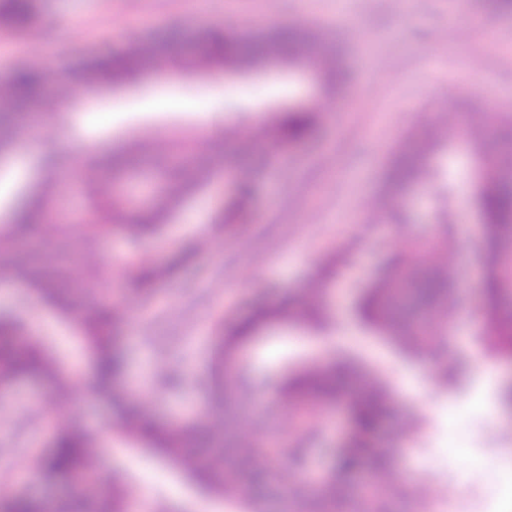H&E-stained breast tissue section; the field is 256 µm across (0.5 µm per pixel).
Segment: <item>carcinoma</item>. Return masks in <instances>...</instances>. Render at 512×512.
<instances>
[{
    "mask_svg": "<svg viewBox=\"0 0 512 512\" xmlns=\"http://www.w3.org/2000/svg\"><path fill=\"white\" fill-rule=\"evenodd\" d=\"M34 0H0V25L22 28L32 18ZM175 34L150 35L131 43L124 51L68 65L54 73L31 65L0 80V101L18 112L39 102L44 108L62 115L54 102L45 98L51 84L84 92V105L96 101L89 93L112 84H131L164 70H230L242 73L270 67H288L312 73L321 89L339 94L347 80L344 60L339 50L318 31L299 26H281L273 30H243L226 27L210 31L208 47L196 55H180L174 48ZM459 109L471 112L469 124L462 130L448 123V115ZM322 112L315 106L269 108L265 119L254 128L250 145L266 144L265 158L273 162L283 143L302 138L309 128L321 123ZM492 117L458 99L448 97V111L438 124L423 135L408 133L391 159L387 180L372 203L379 220L402 224L399 207L403 192L410 186L434 181L436 173L428 160L462 139L474 156L478 182L476 207L484 228L488 252L484 293L490 309L497 308L504 287L506 270L502 257L512 253V142L503 141L490 153L487 141L494 131ZM17 130L0 125V158L10 152ZM151 146L146 137L131 140L119 155L103 156L88 167L81 181V191L88 200L82 223L63 216L55 206L56 179L41 183L29 202L18 210L9 224L0 225V275L19 283L29 295L38 297L52 310L57 324L69 330L85 354L92 374L91 393L105 400L117 418V437L135 448H144L168 462L189 480L205 487L207 495L244 501L248 512H263L262 487L278 478L269 465L275 444L288 447L266 415H256V436L241 440L233 433L234 420L249 402L247 391L231 387L225 373L237 363L239 349L261 331L275 323L319 324L323 307H300L283 298L274 305H259L235 326L220 327L215 336L211 384L214 387L203 412L195 419L179 422L154 420L145 402L129 397L121 384L127 358L119 350L112 329L121 320L119 308L108 305L112 272L96 259L99 243L114 235L134 242L158 236L182 207L185 199L206 187L214 179L215 165L205 149L196 142L177 140L157 151L152 167L136 168L134 161ZM256 189V176L235 178L230 196L222 203L220 223L211 224L199 236L194 249L201 251L211 240L246 223L247 200ZM80 236L79 254L84 266V280L70 276V258L63 245ZM410 253L416 265L391 259L368 284L358 300L361 320L375 327L398 347L416 355L431 346L423 319L415 320L405 306L411 293L418 304L437 313L434 325L441 335H448V303L452 300L448 265L424 268L426 253L416 244ZM342 256L334 254L323 262L319 287L326 288L336 276ZM179 264L175 259L159 263L145 257L117 263L126 279L141 287L147 302L153 286L172 278ZM492 335L506 351L512 349V321L486 319ZM0 336L17 337L24 345L19 350L0 353V387L11 388L24 380L46 385L58 398L72 385V352L52 332L33 334L14 308L0 312ZM364 371L342 360L327 365L313 364L293 372L280 382L273 400L275 409L322 407L336 400L350 398V430L337 451H331L333 468L320 481L311 496L310 512H337L338 483L350 481L373 456L386 458L371 437L393 405L385 383L371 379L366 388ZM98 435L71 426L56 429L50 448L40 458L38 469L60 482L74 475L102 473ZM210 447L206 455L198 449ZM104 481L110 492L99 502L90 494L67 495L50 501L23 493L0 494V512H127L129 495L125 475L110 469Z\"/></svg>",
    "mask_w": 512,
    "mask_h": 512,
    "instance_id": "1",
    "label": "carcinoma"
}]
</instances>
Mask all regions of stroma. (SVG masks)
Instances as JSON below:
<instances>
[{"label": "stroma", "instance_id": "35a3bbf8", "mask_svg": "<svg viewBox=\"0 0 512 512\" xmlns=\"http://www.w3.org/2000/svg\"><path fill=\"white\" fill-rule=\"evenodd\" d=\"M29 27L0 26V77L37 63L54 68L69 61L117 52L130 39L179 30L178 52H203V36L229 25L247 28L291 24L324 31L342 47L351 83L341 95L319 92L309 74L270 67L251 74L167 72L111 91L100 90L95 108L75 105L71 118L84 120L101 154L119 150L149 134L172 139L199 136L197 108L214 102L235 138L205 149L229 175L262 168L246 224L225 234L209 251L193 258L176 277L158 284L151 307H143L134 283L113 276L111 294L124 311L116 343L128 367L122 383L133 396L154 385L162 368L177 370L183 383L166 393L154 414L162 420H189L204 406L201 385L208 372L214 322H237L283 294L309 304L323 260L344 252L325 298L324 325L281 324L246 343L238 358L241 381L256 402L286 369L326 363L342 354L384 375L406 400L381 423L375 440L390 453L393 482L381 512H419L421 492L443 487L466 512H512L502 495L512 485V415L496 403L494 391L512 372V354L497 353L485 339L484 235L473 207L474 162L467 144L457 141L431 159L449 175L452 208L458 221L448 227V266L454 280V313L436 358L406 363L351 313L359 288L379 268L404 251L409 240L428 246L436 231L437 206L431 186L409 189L401 199L412 223L370 222V204L388 169L391 153L410 127L438 120L449 96L475 99L484 111L512 119V13L482 7L480 0H36ZM313 96L324 118L305 141L287 144L278 166L263 163L265 148L242 150V139L263 119L256 105L277 106L297 96ZM43 159L29 158L23 171L0 164V214L21 189L36 185L49 167L64 171L81 153L67 122H46L29 138ZM224 192L223 182L196 192L160 237L134 245L115 238L101 248L102 260L143 250L165 261L210 224ZM467 357L471 385L446 391L437 367ZM76 380L68 395L47 403L48 387L23 381L0 390V490L18 489L50 497L34 479L33 460L46 448L53 423L90 431L108 425V406ZM41 406L40 418L25 421L21 408ZM268 418L287 431L302 455L286 453L276 466L289 482L304 484L324 475L322 450L334 444L346 411L312 412L301 421L286 411ZM104 461L128 478L130 494H150L156 512H242L231 499L204 498L196 485L148 454L113 440Z\"/></svg>", "mask_w": 512, "mask_h": 512}]
</instances>
